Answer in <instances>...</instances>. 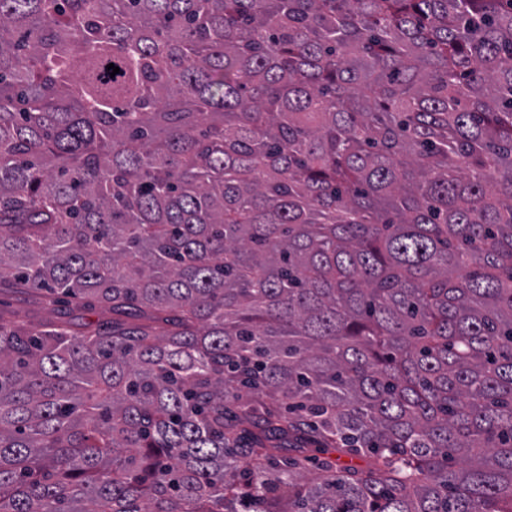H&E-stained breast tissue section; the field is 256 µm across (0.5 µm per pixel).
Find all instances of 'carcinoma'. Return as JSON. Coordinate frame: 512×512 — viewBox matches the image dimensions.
<instances>
[{"label": "carcinoma", "mask_w": 512, "mask_h": 512, "mask_svg": "<svg viewBox=\"0 0 512 512\" xmlns=\"http://www.w3.org/2000/svg\"><path fill=\"white\" fill-rule=\"evenodd\" d=\"M0 292V512H512V0H0Z\"/></svg>", "instance_id": "1"}]
</instances>
